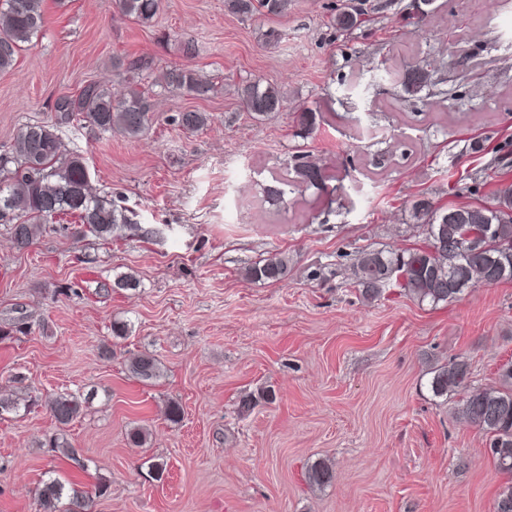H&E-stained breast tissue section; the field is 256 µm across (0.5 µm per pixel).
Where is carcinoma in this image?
Returning <instances> with one entry per match:
<instances>
[{
	"mask_svg": "<svg viewBox=\"0 0 512 512\" xmlns=\"http://www.w3.org/2000/svg\"><path fill=\"white\" fill-rule=\"evenodd\" d=\"M44 0H0V71L11 69L24 44L38 35L45 23ZM162 0H115L123 17L147 24L158 14ZM291 0H224V10L240 17L254 14L282 17L288 14ZM360 13L355 9L338 10L333 18L336 29L347 32L357 26ZM435 67L423 60L402 76L409 93L432 87ZM155 83L164 88L183 90L201 97L211 86L195 70L185 66L162 71ZM245 111L256 119H268L288 108V96L279 87L263 85L259 79L241 82L236 89ZM60 121H77L99 134H119L136 140L148 129L156 104L145 92L129 86L118 94L102 86L86 85L75 98L56 103ZM298 126L313 131L319 125V113L309 109L294 112ZM209 115L185 111L178 123L187 131L206 127ZM298 156L294 164L296 180L288 182L274 177L264 188L273 203L283 201L289 187L319 186L327 178L325 169ZM489 203L478 223L448 220V208L439 207L426 198L413 201L412 210L420 221L423 241L400 252L363 250L356 263L355 275L367 299L380 297L388 288H401L419 302L433 305L452 302L468 289L491 285L492 270L501 269L496 282L512 281V181L492 183ZM77 218V232L108 242L133 224L127 209L112 199L93 193L86 163L78 154L64 148L57 126L45 122L22 128L11 145L0 153V222L8 225L13 246L21 251L30 248L62 216ZM288 256L282 254L245 269L249 280L278 283L288 273ZM162 363L152 353H136L126 360L128 373L141 382L161 376ZM499 384L480 387L472 384L470 364L455 359L434 371L431 390L436 396L459 395L457 414L477 427L487 437L496 468L512 475V362L498 369ZM86 400L77 393L54 395L46 404L60 434L54 448L80 468H85L78 450L69 442L64 428L85 411ZM38 406L30 396L12 393L0 395V415ZM310 485L332 484V466L324 461L311 465L307 472ZM64 485L56 480L38 489L42 512H74L86 507L87 495L72 489L67 508L62 510Z\"/></svg>",
	"mask_w": 512,
	"mask_h": 512,
	"instance_id": "carcinoma-1",
	"label": "carcinoma"
}]
</instances>
